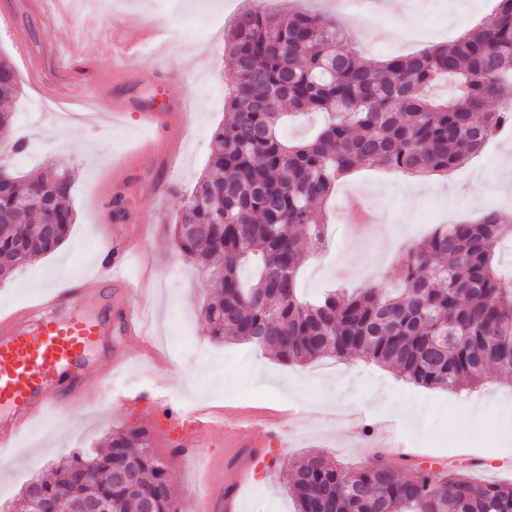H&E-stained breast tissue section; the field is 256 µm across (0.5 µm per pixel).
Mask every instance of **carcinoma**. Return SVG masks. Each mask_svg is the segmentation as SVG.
Segmentation results:
<instances>
[{"label": "carcinoma", "instance_id": "carcinoma-1", "mask_svg": "<svg viewBox=\"0 0 512 512\" xmlns=\"http://www.w3.org/2000/svg\"><path fill=\"white\" fill-rule=\"evenodd\" d=\"M250 2L225 33L224 126L174 223L180 254L217 289L201 310L207 335L247 341L287 364L359 355L429 389L471 390L490 367L512 374V277L497 257L507 231L494 212L409 247L395 288L310 299L297 288L305 261L297 233L322 247L323 208L340 181L368 168L448 174L512 122V0H496L449 48L376 64L350 54L331 20L272 16ZM20 84L0 54V103ZM295 114L323 121L289 141L281 127ZM71 185L69 171L0 184L1 279L64 242ZM93 459L88 469L75 453L25 492L53 497L57 512H79L95 497L108 512H142L139 491L113 478L132 469L152 512H181L145 429L116 431ZM284 477L296 512H512V482L477 483L462 465L436 470L378 455L351 471L315 452Z\"/></svg>", "mask_w": 512, "mask_h": 512}]
</instances>
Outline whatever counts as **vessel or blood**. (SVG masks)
Here are the masks:
<instances>
[{"label": "vessel or blood", "mask_w": 512, "mask_h": 512, "mask_svg": "<svg viewBox=\"0 0 512 512\" xmlns=\"http://www.w3.org/2000/svg\"><path fill=\"white\" fill-rule=\"evenodd\" d=\"M125 55L140 53L143 46L165 43L161 29L149 30L133 19L121 28ZM135 253L123 246L120 261L111 268L109 280L118 305L114 323L90 316L82 299L62 293L52 301L0 316V446L9 447L31 423L53 410L79 399L88 348L102 336L124 335L143 325V313L131 296L135 285L125 273ZM195 432L209 440H223L230 455L240 449L262 446L274 432L273 426L257 415L226 417L206 411L193 421Z\"/></svg>", "instance_id": "obj_1"}]
</instances>
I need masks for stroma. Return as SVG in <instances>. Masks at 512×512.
Returning a JSON list of instances; mask_svg holds the SVG:
<instances>
[{"label": "stroma", "mask_w": 512, "mask_h": 512, "mask_svg": "<svg viewBox=\"0 0 512 512\" xmlns=\"http://www.w3.org/2000/svg\"><path fill=\"white\" fill-rule=\"evenodd\" d=\"M155 3L123 0L112 18L84 13L60 28L50 0H0V53L10 58L22 81L19 98L9 105L15 124L8 137L29 143L25 153L12 156L11 168L18 175L71 170L75 214L64 243L0 280V311L98 274L107 258L106 241L138 240L142 247L128 273L143 286L141 302L152 328L170 339L157 349L149 338L123 337L119 347L131 362L115 370L108 367L105 349L92 346L87 372L111 370L119 388L90 386L74 411L26 429L14 450L0 456V505L10 506L30 480L48 475L63 457L106 447L114 430L143 426L154 453L170 466L182 512H202L211 487L233 483L235 472L225 462L223 441L204 442L193 431L189 415L196 407L227 416L268 410L283 426L253 464L249 482L239 486L232 512H295L282 472L311 450L350 467L372 462L379 451L390 458L404 453L425 466L477 458L481 465L471 474L474 481H512L510 377L492 374L469 394L438 392L358 356L287 365L253 344L208 338L199 312L214 291L182 258L167 227L207 164L215 130L224 124V71L230 60L223 28L208 27L205 17H232L243 0H184L185 16L166 18L169 40L159 55L87 56L81 32L108 35L134 15L150 24ZM407 3V11L391 13L376 10L370 0L357 6L351 0H265V7L330 14L349 33L348 51L369 64L419 51L436 39L452 43L493 7V0ZM20 37L41 56L37 76H30L18 50ZM63 84L92 85L105 95L160 106L161 112L152 126L140 124L134 112L120 119L99 113L80 128L76 142L70 126L27 109L31 100H51ZM506 154L512 155V133L492 137L449 183L420 197L401 174L377 168L342 182L328 205L326 243L301 268V293L396 287L408 247L440 225L504 209L495 183ZM476 179L485 191L472 202L463 192ZM117 195L124 200L118 220L110 214ZM152 387L172 393L179 427L171 426L168 415L151 416L143 405L114 409L118 395ZM196 442L203 445L205 465L190 469L179 450Z\"/></svg>", "instance_id": "35a3bbf8"}]
</instances>
